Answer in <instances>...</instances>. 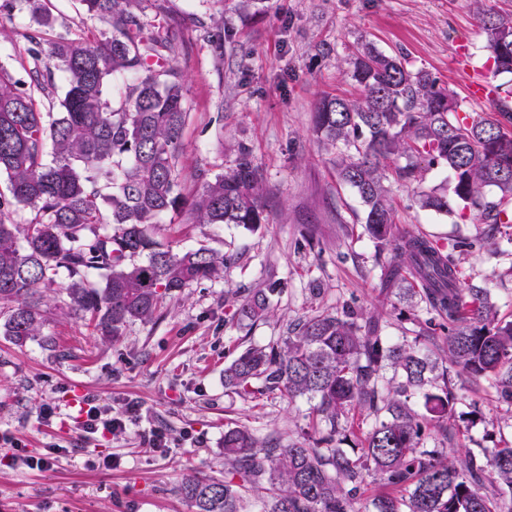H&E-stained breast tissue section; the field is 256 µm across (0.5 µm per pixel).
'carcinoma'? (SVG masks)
Here are the masks:
<instances>
[{
    "instance_id": "1",
    "label": "carcinoma",
    "mask_w": 512,
    "mask_h": 512,
    "mask_svg": "<svg viewBox=\"0 0 512 512\" xmlns=\"http://www.w3.org/2000/svg\"><path fill=\"white\" fill-rule=\"evenodd\" d=\"M106 30L84 23L55 32L48 0H0V12H27L22 82L0 64V331L21 345L47 322L44 292L66 276L59 308L117 338L135 321L152 320L163 298L224 276L232 257L206 246L173 249L156 239L159 218L180 211L191 224L266 223L259 169L248 148L235 166L203 183L189 200L181 192L180 138L190 113L185 80L168 63V27L142 18L140 0H79ZM486 36V72L512 74V15L479 17ZM64 80L55 96V75ZM116 74L131 81L120 99L108 96ZM360 96L326 94L315 107L317 138L336 149V174L365 206V232L387 253L398 295L418 296L429 318H414L412 340L390 345L378 319L349 306L298 320L287 335L242 351L224 367V388L243 399L280 393L313 402L307 431L283 444L245 426L224 430V478L187 476L179 496L192 512H512V446L478 458L448 457L420 447L435 431L452 442L456 401L446 360L478 381L492 382L512 405V320L498 317L487 288L459 286V259L428 237L394 231L389 177L413 188L420 207L439 214L473 206L498 225L512 199V133L488 113L458 118L459 100L437 77L410 69L403 54L370 44L348 60ZM443 164L451 192L424 190L426 172ZM498 192V199L487 196ZM411 269L417 290L399 276ZM283 283L268 280L232 319L255 324L274 311ZM443 321L445 335L432 331ZM391 366L399 375L383 383ZM423 393V409L409 398ZM377 422L347 453L352 416ZM394 490L362 503L367 479Z\"/></svg>"
}]
</instances>
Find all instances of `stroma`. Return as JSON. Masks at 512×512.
Returning <instances> with one entry per match:
<instances>
[{
	"instance_id": "stroma-1",
	"label": "stroma",
	"mask_w": 512,
	"mask_h": 512,
	"mask_svg": "<svg viewBox=\"0 0 512 512\" xmlns=\"http://www.w3.org/2000/svg\"><path fill=\"white\" fill-rule=\"evenodd\" d=\"M145 18L163 11L175 48L170 62L185 76L190 119L182 135L181 189L192 197L204 181L228 172L248 148L262 174L268 221L254 231L234 225L186 223L170 212L157 238L173 248L204 244L231 255L223 278L167 296L150 322L130 324L120 339L95 336L81 319L52 312L41 336L16 345L0 335V512H190L177 487L184 475L224 472L227 425L281 440L306 426L310 404L274 394L250 401L224 388V365L240 350L286 335L290 324L349 305L379 318L385 340L411 336L410 305L387 284L378 248L363 226L364 206L336 177L332 149L312 133L316 101L349 94L343 71L351 51L369 42L404 53L462 102L463 68L481 67L485 37L476 16L512 13V0H142ZM0 63L25 78L19 63L25 14H0ZM397 230L444 245L491 236L492 248L459 253L462 287L490 289L501 316L512 319V237L492 231L475 209L447 216L422 209L410 188L393 186ZM284 291L275 314L236 325L237 305L267 280ZM456 395L452 422L458 453L484 454L512 443V406L489 382L449 371ZM122 416L130 401L140 418L106 439L83 436L86 397ZM61 415L43 423V404ZM165 430L167 453L142 434ZM46 455L49 467L19 468L16 449ZM117 459L115 467L104 457Z\"/></svg>"
}]
</instances>
